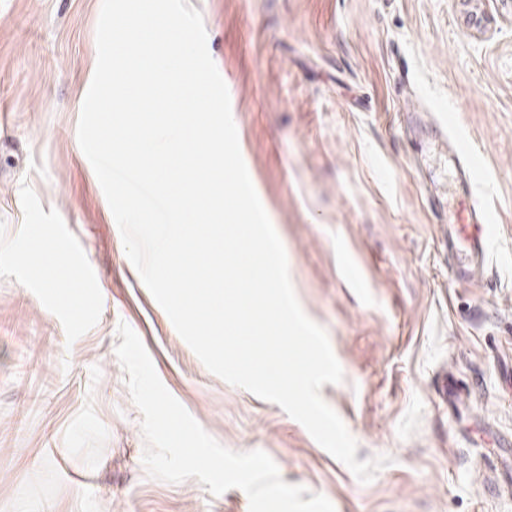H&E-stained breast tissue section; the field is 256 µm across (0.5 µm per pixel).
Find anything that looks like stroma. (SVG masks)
I'll return each mask as SVG.
<instances>
[{
  "mask_svg": "<svg viewBox=\"0 0 512 512\" xmlns=\"http://www.w3.org/2000/svg\"><path fill=\"white\" fill-rule=\"evenodd\" d=\"M189 3L297 299L342 367L321 396L356 460L392 463L360 483L279 405L204 366L78 143L102 0H0V512H249L242 490L148 474L122 323L210 436L266 452L335 512H512V0ZM434 112L474 142L499 224L467 282L420 184L459 199ZM59 255L66 279L32 285Z\"/></svg>",
  "mask_w": 512,
  "mask_h": 512,
  "instance_id": "35a3bbf8",
  "label": "stroma"
}]
</instances>
